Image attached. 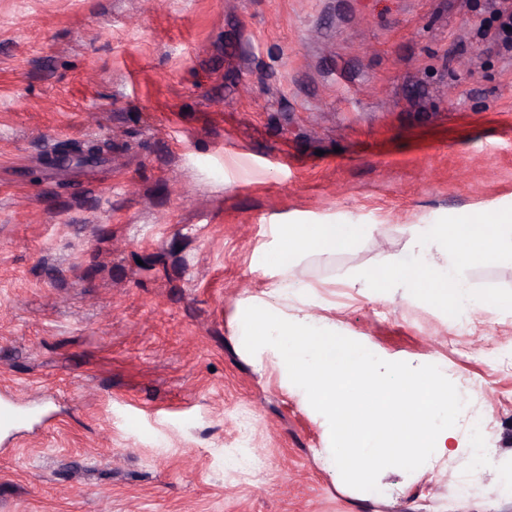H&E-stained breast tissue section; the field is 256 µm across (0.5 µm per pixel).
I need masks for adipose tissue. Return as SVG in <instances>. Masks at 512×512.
<instances>
[{"mask_svg":"<svg viewBox=\"0 0 512 512\" xmlns=\"http://www.w3.org/2000/svg\"><path fill=\"white\" fill-rule=\"evenodd\" d=\"M363 231L359 224H283L271 247L258 256L257 269L275 276L280 292L299 280L298 258L305 253L333 254L345 250ZM417 252L395 266L374 269L369 279L375 298H383L392 280L411 295L427 298L440 310L463 304L464 284L448 268L435 264L431 251L450 255L456 265L495 261L512 250V211H502L482 224H437L417 244Z\"/></svg>","mask_w":512,"mask_h":512,"instance_id":"1","label":"adipose tissue"}]
</instances>
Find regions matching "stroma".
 I'll return each instance as SVG.
<instances>
[{"label":"stroma","mask_w":512,"mask_h":512,"mask_svg":"<svg viewBox=\"0 0 512 512\" xmlns=\"http://www.w3.org/2000/svg\"><path fill=\"white\" fill-rule=\"evenodd\" d=\"M498 25L494 0H0V396L41 412L0 433V512H512V365L488 362L512 352V258L459 269L486 300L464 331L360 281L512 210ZM87 141L97 163H53ZM316 223L365 231L300 257L289 317L440 363L490 466L355 490L327 420L245 350L237 310L275 283L255 255Z\"/></svg>","instance_id":"35a3bbf8"}]
</instances>
